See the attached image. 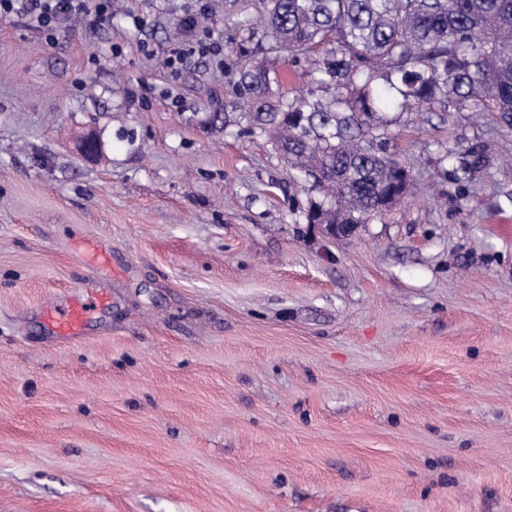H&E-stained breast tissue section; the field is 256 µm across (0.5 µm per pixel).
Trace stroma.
Returning a JSON list of instances; mask_svg holds the SVG:
<instances>
[{"label": "stroma", "mask_w": 512, "mask_h": 512, "mask_svg": "<svg viewBox=\"0 0 512 512\" xmlns=\"http://www.w3.org/2000/svg\"><path fill=\"white\" fill-rule=\"evenodd\" d=\"M257 3L0 19V512H512V135L403 115L414 199L329 239L266 136L200 125ZM209 31L224 67L167 66ZM479 140L457 192L438 145ZM92 300H70L58 309L53 306L47 308V318L51 330L57 336L77 335L92 311Z\"/></svg>", "instance_id": "stroma-1"}]
</instances>
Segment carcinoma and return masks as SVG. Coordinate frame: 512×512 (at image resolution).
<instances>
[{
	"mask_svg": "<svg viewBox=\"0 0 512 512\" xmlns=\"http://www.w3.org/2000/svg\"><path fill=\"white\" fill-rule=\"evenodd\" d=\"M248 26L316 77L290 100L276 60H244L236 100L201 124L267 136L294 184L323 195L309 224H366L395 208L413 176L385 146L405 112H487L512 133V0H261ZM463 186L491 163L475 142L444 149Z\"/></svg>",
	"mask_w": 512,
	"mask_h": 512,
	"instance_id": "1",
	"label": "carcinoma"
}]
</instances>
